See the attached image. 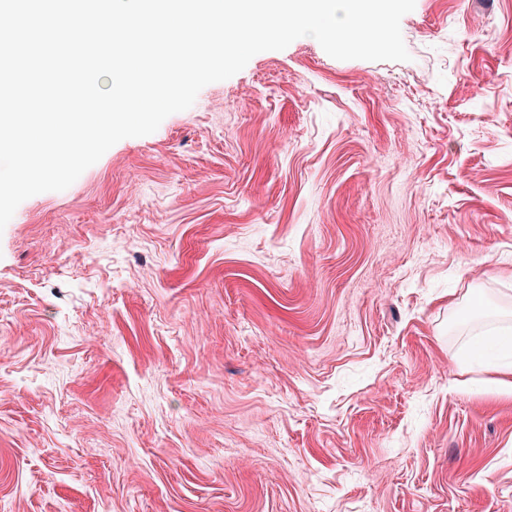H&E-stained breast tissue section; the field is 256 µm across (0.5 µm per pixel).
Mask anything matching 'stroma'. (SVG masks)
<instances>
[{"label": "stroma", "instance_id": "35a3bbf8", "mask_svg": "<svg viewBox=\"0 0 512 512\" xmlns=\"http://www.w3.org/2000/svg\"><path fill=\"white\" fill-rule=\"evenodd\" d=\"M298 39L0 230V512H512V0ZM511 326H493L470 338L463 348L460 363L471 365L479 349L489 343L499 345L502 349L501 359L492 370L498 375L494 383L507 394L512 393V336Z\"/></svg>", "mask_w": 512, "mask_h": 512}]
</instances>
